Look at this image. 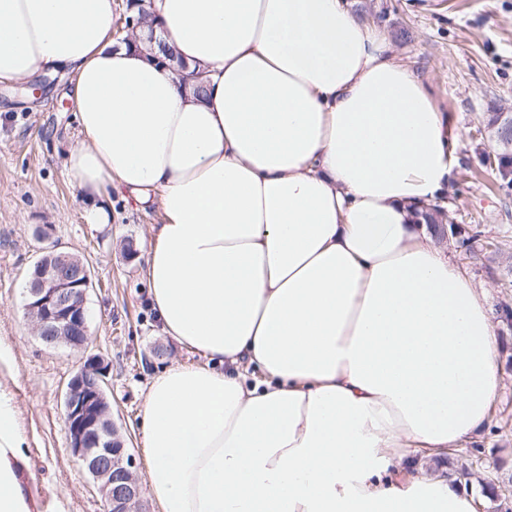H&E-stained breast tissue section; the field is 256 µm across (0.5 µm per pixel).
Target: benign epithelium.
I'll list each match as a JSON object with an SVG mask.
<instances>
[{
    "mask_svg": "<svg viewBox=\"0 0 512 512\" xmlns=\"http://www.w3.org/2000/svg\"><path fill=\"white\" fill-rule=\"evenodd\" d=\"M90 285L89 266L70 252L53 249L36 261L28 281L26 310L46 346H85ZM109 373V364L92 355L71 378L64 399L69 447L100 484L105 512H143L133 458L110 415Z\"/></svg>",
    "mask_w": 512,
    "mask_h": 512,
    "instance_id": "obj_1",
    "label": "benign epithelium"
}]
</instances>
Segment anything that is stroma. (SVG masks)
Listing matches in <instances>:
<instances>
[{
  "mask_svg": "<svg viewBox=\"0 0 512 512\" xmlns=\"http://www.w3.org/2000/svg\"><path fill=\"white\" fill-rule=\"evenodd\" d=\"M362 22L385 32L396 59L425 83L456 137L452 179L438 205L454 223L479 226L491 247L472 259L450 255L488 290L502 340L497 367L503 388L491 418L463 449L441 462L460 487L478 499V512H512V195L499 188L494 157L500 150L488 118L512 111V0H347ZM58 79L42 98L0 88V340L12 348L0 364V387L10 391L25 438L18 478L30 512H103L95 481L70 452L64 397L88 356L108 362L112 418L134 459L147 512H159L147 492L139 420L151 379L173 362L198 357L162 336L142 275L151 227L160 211L142 212L113 195L111 221L85 223L79 193L67 181L64 154L75 141L77 119ZM48 228L38 239L37 226ZM78 254L91 269L87 291L88 340L83 349L46 347L26 315V282L43 248Z\"/></svg>",
  "mask_w": 512,
  "mask_h": 512,
  "instance_id": "35a3bbf8",
  "label": "stroma"
}]
</instances>
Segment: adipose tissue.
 <instances>
[{
	"label": "adipose tissue",
	"mask_w": 512,
	"mask_h": 512,
	"mask_svg": "<svg viewBox=\"0 0 512 512\" xmlns=\"http://www.w3.org/2000/svg\"><path fill=\"white\" fill-rule=\"evenodd\" d=\"M113 4L0 0V84L69 77L86 223L115 190L162 214L151 304L200 361L145 394L161 512H475L425 466L488 424L500 340L425 222L454 135L422 79L345 0H152L122 42ZM22 443L0 389V512Z\"/></svg>",
	"instance_id": "ef3b65f1"
}]
</instances>
